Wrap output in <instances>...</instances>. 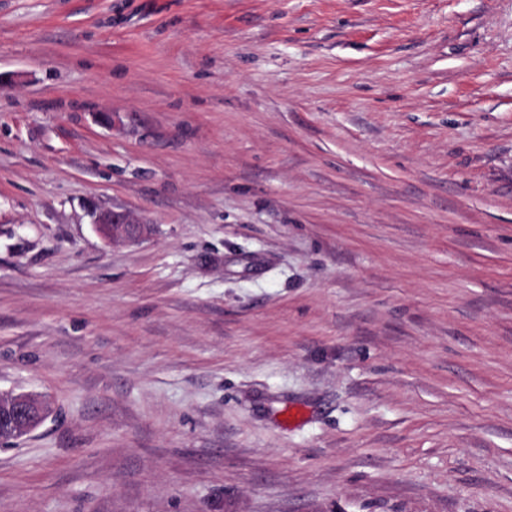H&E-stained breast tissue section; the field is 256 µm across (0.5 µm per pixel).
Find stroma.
<instances>
[{
    "label": "stroma",
    "mask_w": 512,
    "mask_h": 512,
    "mask_svg": "<svg viewBox=\"0 0 512 512\" xmlns=\"http://www.w3.org/2000/svg\"><path fill=\"white\" fill-rule=\"evenodd\" d=\"M19 393L0 512H512V0H0ZM94 224H98L102 234L107 238H112V240L137 241L148 235V228L145 224L133 220L122 211L100 210L95 213ZM116 228H123L124 230L116 234ZM50 413L47 401L37 395L20 393L6 402L0 400V427L2 422L5 430L32 432Z\"/></svg>",
    "instance_id": "obj_1"
}]
</instances>
